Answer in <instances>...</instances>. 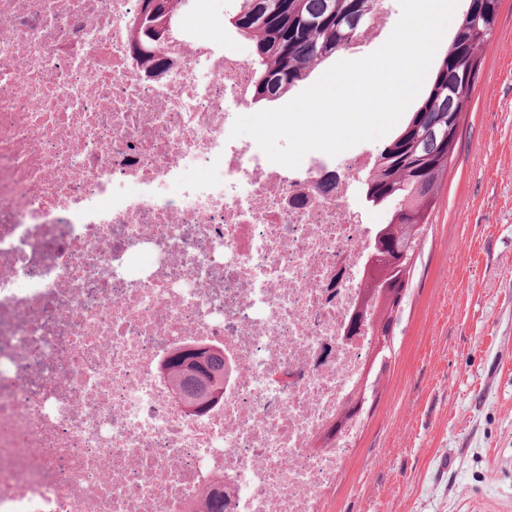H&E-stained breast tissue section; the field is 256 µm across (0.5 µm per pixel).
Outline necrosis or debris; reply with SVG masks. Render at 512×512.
Segmentation results:
<instances>
[{"mask_svg":"<svg viewBox=\"0 0 512 512\" xmlns=\"http://www.w3.org/2000/svg\"><path fill=\"white\" fill-rule=\"evenodd\" d=\"M139 0H0V512H321L329 431L363 373L348 334L380 227L342 201L372 160L274 164L232 137L253 72L215 15L147 78ZM224 355L187 410L157 370Z\"/></svg>","mask_w":512,"mask_h":512,"instance_id":"1","label":"necrosis or debris"}]
</instances>
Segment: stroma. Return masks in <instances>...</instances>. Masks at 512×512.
Masks as SVG:
<instances>
[{
  "instance_id": "1",
  "label": "stroma",
  "mask_w": 512,
  "mask_h": 512,
  "mask_svg": "<svg viewBox=\"0 0 512 512\" xmlns=\"http://www.w3.org/2000/svg\"><path fill=\"white\" fill-rule=\"evenodd\" d=\"M321 512H512V0Z\"/></svg>"
}]
</instances>
